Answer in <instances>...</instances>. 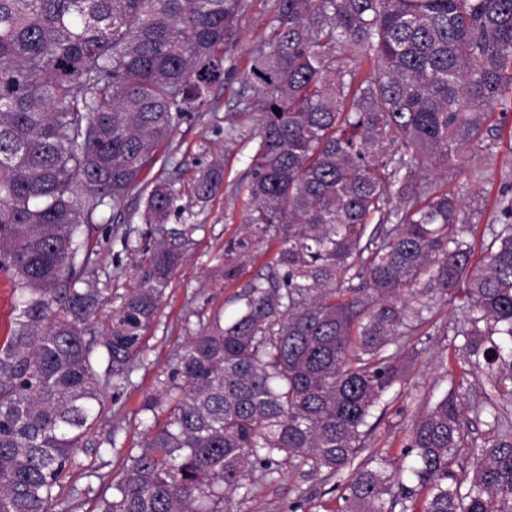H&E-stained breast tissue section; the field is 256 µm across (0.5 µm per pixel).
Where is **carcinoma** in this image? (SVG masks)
<instances>
[{"label":"carcinoma","mask_w":512,"mask_h":512,"mask_svg":"<svg viewBox=\"0 0 512 512\" xmlns=\"http://www.w3.org/2000/svg\"><path fill=\"white\" fill-rule=\"evenodd\" d=\"M244 0H0V267L20 287L0 344V512H66L57 496L141 351L178 247L180 192L145 199L137 283L100 336L80 288L78 234L121 207L160 146L232 72ZM246 80L260 95L233 255L271 236L273 269L229 322L187 337L142 411L166 413L98 512H234L255 471L347 475L340 512H512V196L472 264L475 212L452 168L495 176L485 119L512 86V0H275ZM371 63L362 76L353 64ZM485 149L474 160L468 146ZM219 162L191 193L223 184ZM463 297L457 389L418 418L390 472L363 457L368 419L406 376L433 302ZM105 363L98 372V363ZM485 414L488 436L468 437ZM472 464L463 482L457 470Z\"/></svg>","instance_id":"1"}]
</instances>
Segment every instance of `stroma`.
Listing matches in <instances>:
<instances>
[{"label":"stroma","mask_w":512,"mask_h":512,"mask_svg":"<svg viewBox=\"0 0 512 512\" xmlns=\"http://www.w3.org/2000/svg\"><path fill=\"white\" fill-rule=\"evenodd\" d=\"M274 3L245 0L236 39L228 51L233 77L212 88L208 111L186 119L143 176L147 183L158 178L169 180L184 193L181 212L172 214L166 225L182 260L171 274L127 381L108 389L104 410L86 435L78 465L61 482L58 493L73 505V512H95L99 494L124 477L132 456L154 427L153 417L141 412L140 405L154 393L159 374L174 364L186 337L200 322L217 316L225 321L234 317L243 286L271 270L279 248L275 238L237 257L240 275L236 280L224 277L225 250L230 241L239 238L247 210L241 183L257 142L258 94L245 82L243 73L252 52L269 34ZM229 126L235 128V138H225L224 130ZM217 160L224 166L223 186L209 201H197L188 192L190 182L198 170ZM507 184V179L499 177L491 183L464 174L449 178V191L482 212L467 235L469 241L485 239L496 213L495 203ZM144 203V194L136 190L121 208L101 206L79 235L82 253L88 258L84 279L99 288L106 299L105 312L89 325L91 334L101 332L107 310L121 305L133 283L135 267L144 257L143 252L122 245L126 238L138 241L140 232L145 231ZM460 305L457 299L435 304L430 322L407 344L411 356L405 380L391 389L377 412L379 421L368 437L369 451L386 458L392 466L401 463L400 453L413 420L451 389L455 349L462 343L455 335L462 322ZM339 494L336 478L284 464L272 476L253 477L247 489L236 494L235 502L238 512H290L297 504L302 512H336Z\"/></svg>","instance_id":"stroma-1"}]
</instances>
